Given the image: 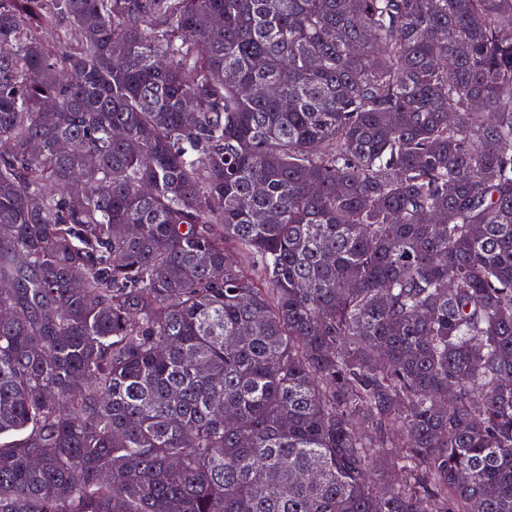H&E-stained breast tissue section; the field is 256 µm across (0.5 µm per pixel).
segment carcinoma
I'll list each match as a JSON object with an SVG mask.
<instances>
[{
    "instance_id": "1",
    "label": "carcinoma",
    "mask_w": 512,
    "mask_h": 512,
    "mask_svg": "<svg viewBox=\"0 0 512 512\" xmlns=\"http://www.w3.org/2000/svg\"><path fill=\"white\" fill-rule=\"evenodd\" d=\"M2 311L0 512H512V0H0Z\"/></svg>"
}]
</instances>
